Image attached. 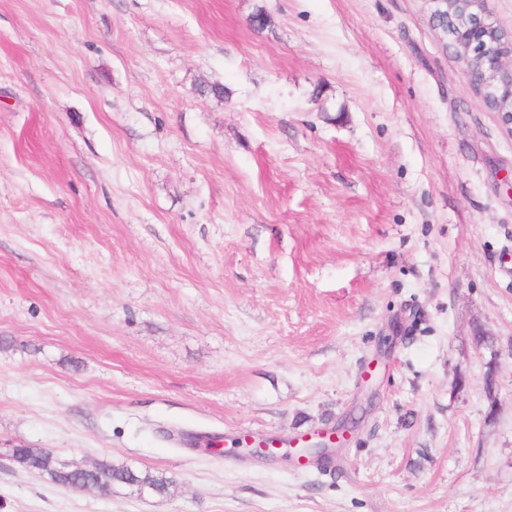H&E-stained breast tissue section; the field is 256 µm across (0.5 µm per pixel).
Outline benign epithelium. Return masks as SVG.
<instances>
[{"mask_svg":"<svg viewBox=\"0 0 512 512\" xmlns=\"http://www.w3.org/2000/svg\"><path fill=\"white\" fill-rule=\"evenodd\" d=\"M429 21L443 44L455 39L454 58L462 65L470 88L483 101L501 105L504 125L512 127V32L504 31L490 16L486 0H427ZM359 419L352 413L332 427L315 431L303 445L281 449L271 439H249L253 455L270 458L294 455L309 462L324 461L335 448H342L356 430Z\"/></svg>","mask_w":512,"mask_h":512,"instance_id":"benign-epithelium-1","label":"benign epithelium"}]
</instances>
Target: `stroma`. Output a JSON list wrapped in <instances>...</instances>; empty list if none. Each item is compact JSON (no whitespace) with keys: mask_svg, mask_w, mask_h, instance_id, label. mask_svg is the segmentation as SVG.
<instances>
[{"mask_svg":"<svg viewBox=\"0 0 512 512\" xmlns=\"http://www.w3.org/2000/svg\"><path fill=\"white\" fill-rule=\"evenodd\" d=\"M361 403L328 466L236 445ZM19 445L174 485L105 499L0 455V512H512V130L424 0H0Z\"/></svg>","mask_w":512,"mask_h":512,"instance_id":"35a3bbf8","label":"stroma"}]
</instances>
